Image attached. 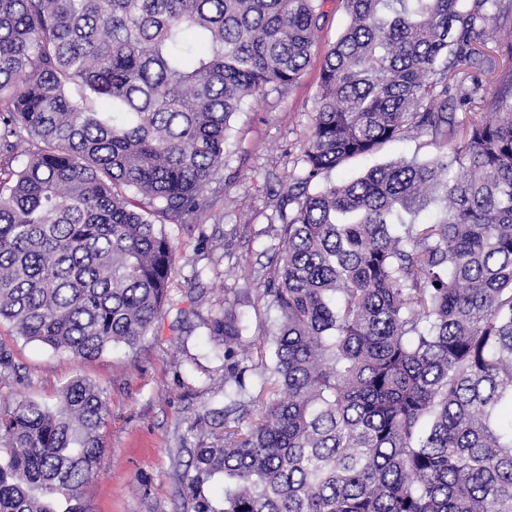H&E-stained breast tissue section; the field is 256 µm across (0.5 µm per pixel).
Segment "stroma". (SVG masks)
<instances>
[{"label": "stroma", "instance_id": "1", "mask_svg": "<svg viewBox=\"0 0 512 512\" xmlns=\"http://www.w3.org/2000/svg\"><path fill=\"white\" fill-rule=\"evenodd\" d=\"M314 49L300 79L289 89L247 103L231 121L228 153L211 184V208L196 224H171L176 249L171 299L152 332L135 348L112 346L76 360L0 323V341L11 348L16 375L0 378V403L19 397L55 405L62 387L85 378L104 393L106 453L84 489L88 512H181L175 480L194 444L190 426L198 414L224 404V362L216 357L200 318L219 300L235 298L245 278L266 274L279 240L270 219L312 125L323 59L348 23L341 0H325ZM437 149L419 136L385 145L376 154L350 160L329 174L336 182L362 176L371 166L398 158L420 160ZM217 249L224 259L211 266L203 256ZM204 298L192 302L188 280Z\"/></svg>", "mask_w": 512, "mask_h": 512}]
</instances>
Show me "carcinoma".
<instances>
[{"label": "carcinoma", "mask_w": 512, "mask_h": 512, "mask_svg": "<svg viewBox=\"0 0 512 512\" xmlns=\"http://www.w3.org/2000/svg\"><path fill=\"white\" fill-rule=\"evenodd\" d=\"M322 2L0 0V155L26 157L0 168V321L76 359L135 347L166 224L210 208L232 118L300 77ZM342 4L256 287L277 318L201 320L224 407L191 425L182 512H512V0ZM413 135L437 154L328 180ZM106 415L81 377L0 406V512H86Z\"/></svg>", "instance_id": "cac0c4a2"}]
</instances>
